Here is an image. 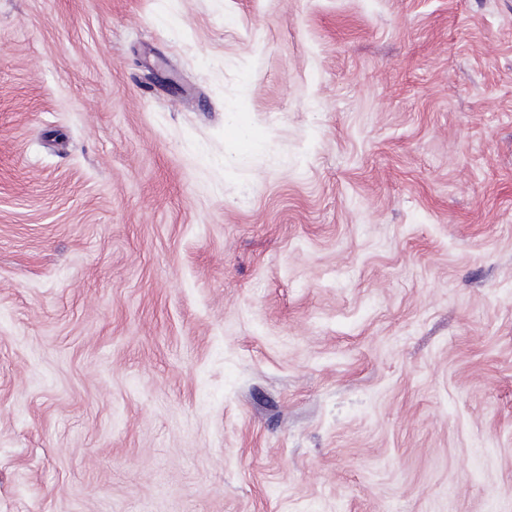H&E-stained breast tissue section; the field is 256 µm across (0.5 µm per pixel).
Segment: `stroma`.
<instances>
[{"instance_id": "stroma-1", "label": "stroma", "mask_w": 512, "mask_h": 512, "mask_svg": "<svg viewBox=\"0 0 512 512\" xmlns=\"http://www.w3.org/2000/svg\"><path fill=\"white\" fill-rule=\"evenodd\" d=\"M0 512H512V0H0Z\"/></svg>"}]
</instances>
